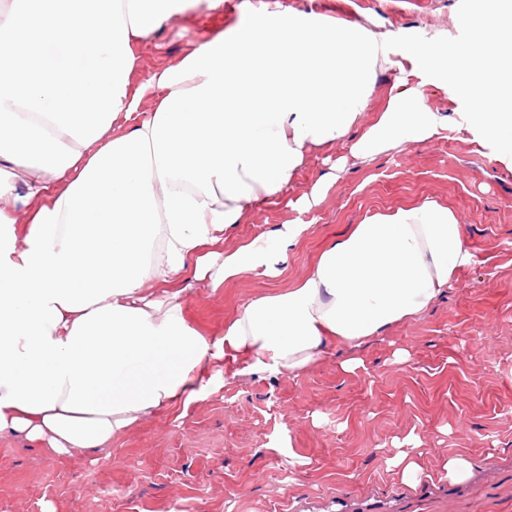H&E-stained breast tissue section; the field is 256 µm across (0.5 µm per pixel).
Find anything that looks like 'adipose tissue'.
<instances>
[{
    "label": "adipose tissue",
    "mask_w": 512,
    "mask_h": 512,
    "mask_svg": "<svg viewBox=\"0 0 512 512\" xmlns=\"http://www.w3.org/2000/svg\"><path fill=\"white\" fill-rule=\"evenodd\" d=\"M186 0H11L0 14V433L57 455L111 447L135 423L188 408L214 372L291 378L329 340L359 348L414 319L476 262L437 200L368 214L288 290L251 299L207 338L176 283L282 276L309 232L286 224L226 252L225 229L280 197L310 152L347 139L376 93L392 34L361 20L253 8L246 30L191 47L137 80V50ZM466 45L409 42L414 72L452 71L471 122L512 158V7L460 15ZM397 78L352 141L366 163L448 125Z\"/></svg>",
    "instance_id": "ef3b65f1"
}]
</instances>
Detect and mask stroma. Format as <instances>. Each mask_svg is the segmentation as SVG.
I'll return each instance as SVG.
<instances>
[{"label":"stroma","mask_w":512,"mask_h":512,"mask_svg":"<svg viewBox=\"0 0 512 512\" xmlns=\"http://www.w3.org/2000/svg\"><path fill=\"white\" fill-rule=\"evenodd\" d=\"M369 31L466 44L455 18L479 0H279ZM207 8L179 10L140 48L142 74L176 64L207 42ZM424 105L448 118L446 138L351 163L311 211L297 201L327 173L309 155L281 199L225 233L232 250L284 224L310 223L277 279L247 275L217 289L195 281L181 300L188 324L222 336L249 299L305 278L319 255L370 212L434 199L463 224L478 262L459 270L421 316L356 352L333 343L299 377L270 372L218 382L186 416L160 411L92 453L50 454L24 437H0V512H294L314 500L392 496L398 512H512V161L471 126V98L452 76L425 78ZM363 361L344 372L349 355ZM423 442L424 478L400 482L387 461L395 439ZM475 462L454 484L437 472L448 454Z\"/></svg>","instance_id":"35a3bbf8"}]
</instances>
